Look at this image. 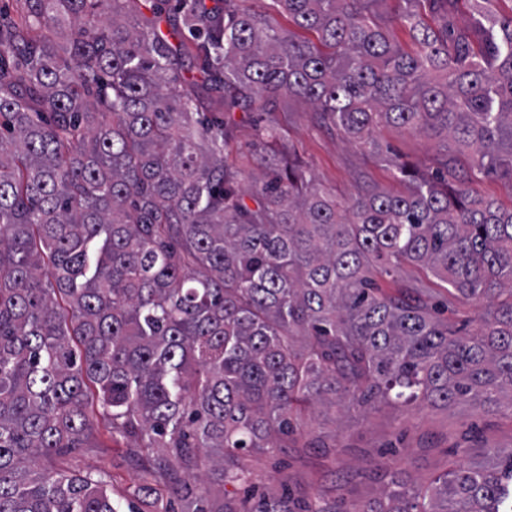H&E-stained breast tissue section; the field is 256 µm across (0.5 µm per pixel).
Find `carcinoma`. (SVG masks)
<instances>
[{"label":"carcinoma","instance_id":"cac0c4a2","mask_svg":"<svg viewBox=\"0 0 512 512\" xmlns=\"http://www.w3.org/2000/svg\"><path fill=\"white\" fill-rule=\"evenodd\" d=\"M168 2L0 15V512H117L108 481L53 464L91 447L95 416L180 512H211L203 476L248 482L254 453L320 406L512 410V208L448 185L454 144L512 177V15L456 29L458 0H402L407 51L374 0H275L316 43L235 0ZM281 96L407 191L341 198L292 161L244 189L224 113ZM381 126L441 139L435 174ZM408 265L446 284L447 311L485 314L438 316ZM485 455L357 512H512V448ZM251 512L336 508L281 495Z\"/></svg>","mask_w":512,"mask_h":512}]
</instances>
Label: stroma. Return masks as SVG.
<instances>
[{"label": "stroma", "mask_w": 512, "mask_h": 512, "mask_svg": "<svg viewBox=\"0 0 512 512\" xmlns=\"http://www.w3.org/2000/svg\"><path fill=\"white\" fill-rule=\"evenodd\" d=\"M226 118L235 123L236 130L224 148V162L239 170L242 184H249L260 168L259 126L275 121L281 128L276 152L297 157L337 195L347 197L369 187L391 193L404 189L390 167L346 140L304 100L258 102L251 111L230 112ZM375 137L423 172L439 145L424 134L391 126L379 127ZM456 175L501 207H512V180L472 168L467 153H458ZM95 436L96 447L59 457V466L76 474L105 476L120 512L131 507L137 512H158L152 499L137 493L143 478L129 458L130 441L111 436L100 420L95 423ZM493 446H512V411L507 408L487 411L461 403L413 409L380 404L366 412L339 411L317 417L306 435L289 440L275 456H255L253 483L274 493L289 490L296 500L320 493L341 502L344 512H355L360 505L380 498L393 475L423 490L435 474L461 458L485 463L483 451Z\"/></svg>", "instance_id": "1"}]
</instances>
